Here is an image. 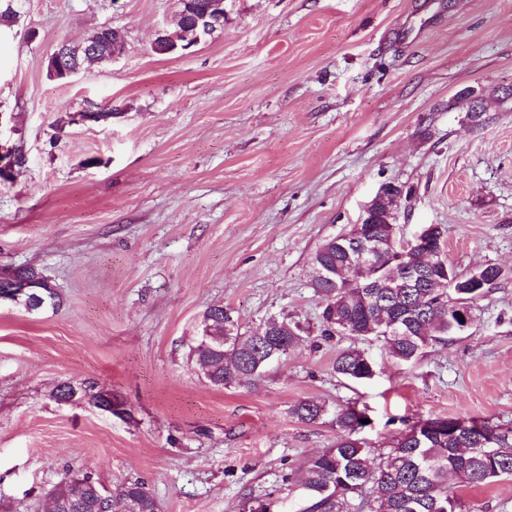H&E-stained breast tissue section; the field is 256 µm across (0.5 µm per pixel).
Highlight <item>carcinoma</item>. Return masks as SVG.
<instances>
[{
  "label": "carcinoma",
  "mask_w": 512,
  "mask_h": 512,
  "mask_svg": "<svg viewBox=\"0 0 512 512\" xmlns=\"http://www.w3.org/2000/svg\"><path fill=\"white\" fill-rule=\"evenodd\" d=\"M16 0H0V25L10 26L19 17ZM322 264L334 270L345 266L352 243L336 237L319 246ZM322 299V334L380 339L390 358L414 364L427 349L446 344L460 332L451 322L448 309L455 300H471L466 288L448 294L444 288H391L386 283L349 279L316 289ZM203 330L209 335H226L235 330L233 341L216 352L196 344V360L209 372L208 382L220 388L251 383L270 364V353L292 346L301 339L302 328L281 320L273 327L245 335L237 321L222 306L204 313ZM336 374L354 381L371 379L375 363L359 348L341 351L334 362ZM290 413L305 424L329 416L341 431L336 444L306 460L300 477L282 475V482L297 481L310 503L307 512H469L463 500L448 485V477L462 486H477L512 477V428L505 430L477 418H420L394 439L390 448H366L357 434L369 415L355 403L329 406L302 400ZM101 486L89 482L79 487L63 477L51 490L56 512H107L96 492ZM137 503L140 512H158L157 500L139 481H130L112 496V512H127Z\"/></svg>",
  "instance_id": "1"
}]
</instances>
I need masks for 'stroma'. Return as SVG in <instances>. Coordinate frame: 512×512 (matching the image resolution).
<instances>
[{
	"mask_svg": "<svg viewBox=\"0 0 512 512\" xmlns=\"http://www.w3.org/2000/svg\"><path fill=\"white\" fill-rule=\"evenodd\" d=\"M0 27V145L25 165L0 179V275L41 271L61 304L0 301V512H45L64 474L110 493L141 481L161 512H305L280 475L331 447L304 399L351 402L384 448L418 417L512 425V0H224V26L160 55L179 0H19ZM122 31L123 54L64 83L63 40ZM482 95L481 122L465 115ZM107 106L108 124L80 112ZM407 193L400 232L445 229L457 272L500 266L453 341L413 365L381 341L320 335L311 257L359 223L379 187ZM221 305L242 330L275 318L310 335L261 380L218 389L189 349ZM350 347L375 376L336 375ZM120 412L62 404L64 383ZM456 493L512 512V478Z\"/></svg>",
	"mask_w": 512,
	"mask_h": 512,
	"instance_id": "35a3bbf8",
	"label": "stroma"
}]
</instances>
